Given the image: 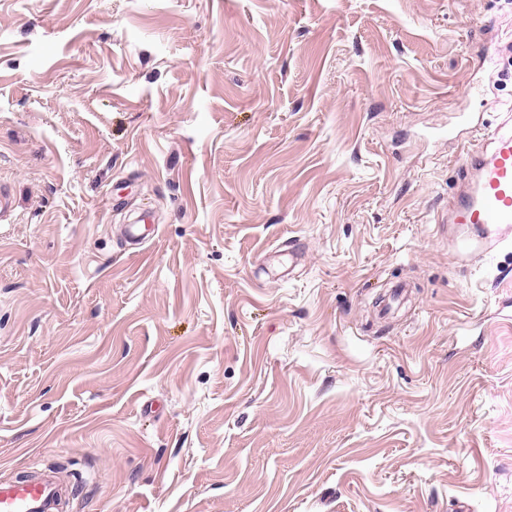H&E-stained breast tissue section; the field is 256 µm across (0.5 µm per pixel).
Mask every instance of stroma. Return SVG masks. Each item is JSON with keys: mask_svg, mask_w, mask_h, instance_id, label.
<instances>
[{"mask_svg": "<svg viewBox=\"0 0 512 512\" xmlns=\"http://www.w3.org/2000/svg\"><path fill=\"white\" fill-rule=\"evenodd\" d=\"M458 112H512V0H0V477L512 512V245L434 221Z\"/></svg>", "mask_w": 512, "mask_h": 512, "instance_id": "1", "label": "stroma"}]
</instances>
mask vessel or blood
Masks as SVG:
<instances>
[{"instance_id": "vessel-or-blood-1", "label": "vessel or blood", "mask_w": 512, "mask_h": 512, "mask_svg": "<svg viewBox=\"0 0 512 512\" xmlns=\"http://www.w3.org/2000/svg\"><path fill=\"white\" fill-rule=\"evenodd\" d=\"M487 146L466 150L462 183L448 204L449 223L484 229L491 245L512 243V131L486 135ZM55 477L0 480V512H56Z\"/></svg>"}]
</instances>
